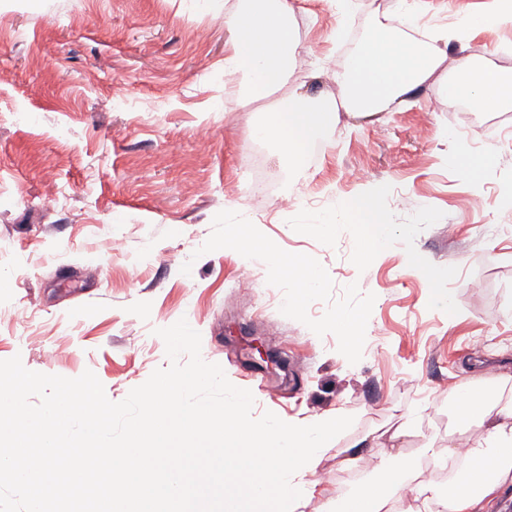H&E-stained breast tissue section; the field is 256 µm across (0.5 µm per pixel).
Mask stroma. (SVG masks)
<instances>
[{"mask_svg":"<svg viewBox=\"0 0 512 512\" xmlns=\"http://www.w3.org/2000/svg\"><path fill=\"white\" fill-rule=\"evenodd\" d=\"M292 2L301 58L274 94H333L336 68L392 0H353L344 20L336 0ZM424 2L423 22L452 29L486 0ZM240 8V0H0V360L17 356L29 370L68 378L93 371L119 402L169 366L157 329L187 319L203 360L251 391L253 417H353L312 473L349 493L374 473L371 440L407 457L446 445L456 430L452 393L512 374V234L487 232L512 225L500 202L512 185V142L502 137L512 107L473 123L432 80L401 108L340 112L323 151L289 172L279 143L254 135L272 116L267 102L224 89ZM465 45L512 74V24L451 42L449 62ZM458 147L493 150L480 182L451 163ZM253 151L292 198L289 209L236 195ZM354 168L365 183L345 180ZM374 192L386 223L407 233L373 263L356 247L362 212L330 234L310 230L316 204ZM244 222L320 271L319 290L299 309L288 306L286 275L225 243L228 225ZM418 253L446 281L433 288L410 271ZM247 266L260 291L243 279ZM436 289L451 294L457 314L433 304ZM341 313L362 317L355 341L337 333ZM413 411L415 424L390 441ZM356 444L361 453L346 463Z\"/></svg>","mask_w":512,"mask_h":512,"instance_id":"35a3bbf8","label":"stroma"}]
</instances>
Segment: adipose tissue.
I'll return each mask as SVG.
<instances>
[{
	"instance_id": "1",
	"label": "adipose tissue",
	"mask_w": 512,
	"mask_h": 512,
	"mask_svg": "<svg viewBox=\"0 0 512 512\" xmlns=\"http://www.w3.org/2000/svg\"><path fill=\"white\" fill-rule=\"evenodd\" d=\"M291 10L288 0H244L234 20L233 45L224 57V72L243 83L251 99L281 85L297 65L299 42L285 18ZM448 35L444 29L421 44L388 35L385 25H377L360 51L337 70L338 98L291 93L274 119L257 129V137L278 140L289 165L300 166L305 155L325 141L340 111L372 114L392 110L434 76L452 95L471 98L482 111L498 112L512 106V75L498 67L465 58L451 70H443ZM357 205L376 217L358 241L359 258L367 264L394 241L396 231L393 225L379 221L378 196L365 197ZM357 205L337 199L316 224V231L331 233L338 219L348 217ZM245 255L277 271L290 268L294 275L291 306L316 293L320 274L309 260L285 263L277 249L267 245L246 248ZM455 400L458 432L475 425L482 430L481 438L463 447L452 437L447 446L427 449L426 455L432 461L462 458L466 471L457 484L447 487L419 481L417 462L396 453L381 458L374 478L361 483L352 494L337 497L336 512H393L394 504L407 499L403 488L408 484L414 487L408 512H481L485 500L512 482V401L502 403L468 388L456 393Z\"/></svg>"
}]
</instances>
